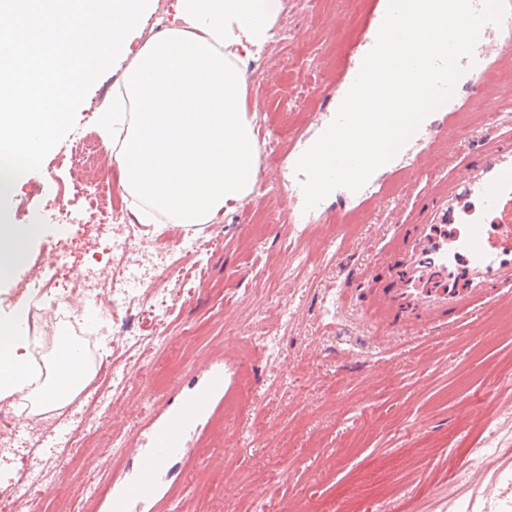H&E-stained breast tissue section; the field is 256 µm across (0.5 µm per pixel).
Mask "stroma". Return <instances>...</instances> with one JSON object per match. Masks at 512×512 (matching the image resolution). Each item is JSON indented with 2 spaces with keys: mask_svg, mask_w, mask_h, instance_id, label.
Segmentation results:
<instances>
[{
  "mask_svg": "<svg viewBox=\"0 0 512 512\" xmlns=\"http://www.w3.org/2000/svg\"><path fill=\"white\" fill-rule=\"evenodd\" d=\"M280 3L277 40L245 62V103L263 120L254 132L280 141L278 153L259 155V173L277 180V194L257 190L210 223L171 228L163 246L156 225L129 243L113 224L136 273L125 295L138 299L157 285L164 332L109 337L101 355L85 349L103 374L76 408L44 413L37 431L12 423L0 440V491L20 479L33 490L13 512H95L136 417L218 353L228 373L224 409L177 468L176 512H512V308L421 335L379 332L360 317L393 280L390 267L375 265V250L405 219L423 223L433 204L407 173L455 170L512 131V66L496 67L479 101L461 75L455 123H446V109L433 111L418 139L364 187L336 188L308 210L296 162L333 120L371 49L359 29L378 28L384 16L372 0ZM123 69L115 63L82 90L48 147L0 193V222L37 228L24 260L0 275V324L19 298L39 297L38 266L50 246L66 248L75 275L97 265L102 226L72 230L56 216L62 206L81 209L70 188L71 158L82 148L119 185L96 122ZM271 213L279 223H267ZM192 239L203 248L157 284L162 252L179 254ZM340 288L346 300L337 299ZM250 334L270 337V346L237 349Z\"/></svg>",
  "mask_w": 512,
  "mask_h": 512,
  "instance_id": "1",
  "label": "stroma"
}]
</instances>
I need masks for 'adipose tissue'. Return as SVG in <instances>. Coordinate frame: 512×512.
<instances>
[{"label":"adipose tissue","instance_id":"adipose-tissue-1","mask_svg":"<svg viewBox=\"0 0 512 512\" xmlns=\"http://www.w3.org/2000/svg\"><path fill=\"white\" fill-rule=\"evenodd\" d=\"M156 0H78L82 21L65 37L66 58L0 66V150L33 159L76 98L108 64H128L98 115L125 200L142 224H207L250 196L259 149L247 114L244 60L276 36L279 0H173L169 26L138 51ZM58 108L47 112L44 98ZM18 306L14 319L25 320ZM0 329V399L25 393L33 410L72 403L92 378L77 343L63 338L51 361L30 358L29 337Z\"/></svg>","mask_w":512,"mask_h":512}]
</instances>
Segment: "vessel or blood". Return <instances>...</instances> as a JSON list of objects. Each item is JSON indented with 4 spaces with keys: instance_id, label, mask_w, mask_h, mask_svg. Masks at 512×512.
<instances>
[{
    "instance_id": "vessel-or-blood-1",
    "label": "vessel or blood",
    "mask_w": 512,
    "mask_h": 512,
    "mask_svg": "<svg viewBox=\"0 0 512 512\" xmlns=\"http://www.w3.org/2000/svg\"><path fill=\"white\" fill-rule=\"evenodd\" d=\"M431 219L408 225L406 248L382 247L376 262L399 268L392 287L376 294L363 316L386 317L388 329L422 332L512 303V250L494 249L485 216L512 201V136L488 143L459 171L426 180ZM224 363L202 366L176 405L145 416L129 439L136 459L121 468L101 512H157L171 501L170 471L224 406Z\"/></svg>"
}]
</instances>
